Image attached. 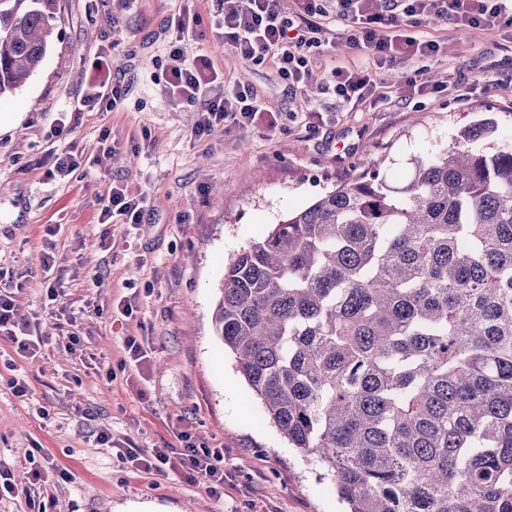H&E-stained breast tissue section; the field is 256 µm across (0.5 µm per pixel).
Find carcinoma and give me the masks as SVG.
<instances>
[{
  "label": "carcinoma",
  "instance_id": "cac0c4a2",
  "mask_svg": "<svg viewBox=\"0 0 512 512\" xmlns=\"http://www.w3.org/2000/svg\"><path fill=\"white\" fill-rule=\"evenodd\" d=\"M58 0H0V98ZM215 336L345 512H512V140L492 121L364 173L231 258Z\"/></svg>",
  "mask_w": 512,
  "mask_h": 512
}]
</instances>
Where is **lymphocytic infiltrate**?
<instances>
[{"mask_svg": "<svg viewBox=\"0 0 512 512\" xmlns=\"http://www.w3.org/2000/svg\"><path fill=\"white\" fill-rule=\"evenodd\" d=\"M386 10H378V0H294L292 11H285L281 0H220L219 14L211 21L225 45L254 63L272 61L279 77L292 87H303L310 74V48L326 43L328 17L334 16L348 24L342 37L349 44L364 47L374 60V67L360 66L350 70L336 68L318 91L356 105L375 99L378 83L374 68H392L411 60L432 59L442 52L440 41L416 34L423 21L438 18L451 21L467 31L499 32L512 40V0H385ZM404 15L407 27L394 29L388 25L393 13ZM202 22L198 13L181 11L173 32L177 40L168 54L167 89L198 112L195 136L210 133L217 125L255 123L257 115L266 112V105L253 87L236 84L226 87L224 74L212 56L200 54L187 58L180 45L185 34L193 32ZM125 96V88L112 78V60L97 56L92 73L81 95L72 104L73 112H90L97 106H117ZM73 124L57 122L51 132L55 140L46 160L54 173L67 175L82 171L86 176L106 172L119 143L110 132H102L101 147L88 159L74 154L68 140ZM149 209V196L132 197L120 187H112L103 197L99 223L142 224ZM0 279L12 281L13 289L0 290V340L8 342L15 353L35 359L45 343L39 322L21 320L16 316L15 293L22 290L11 269L0 266ZM175 448H156L149 453L129 452L130 461L139 462L145 470H168L187 480H202L208 492L217 498L224 495V469L220 462L224 452L219 448L200 447L185 432H177Z\"/></svg>", "mask_w": 512, "mask_h": 512, "instance_id": "1", "label": "lymphocytic infiltrate"}]
</instances>
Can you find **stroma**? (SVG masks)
I'll return each mask as SVG.
<instances>
[{
	"instance_id": "stroma-1",
	"label": "stroma",
	"mask_w": 512,
	"mask_h": 512,
	"mask_svg": "<svg viewBox=\"0 0 512 512\" xmlns=\"http://www.w3.org/2000/svg\"><path fill=\"white\" fill-rule=\"evenodd\" d=\"M186 5L203 23L182 41L185 55L209 52L226 84L251 85L270 108L269 125L227 123L194 137V107L170 96L166 83L169 24ZM217 11V0H135L127 10L117 0H59L42 66L0 100V265L18 273L34 266L45 225H60L51 284L65 304L90 298L99 306L77 328L99 369L68 350L37 276L17 293V314L39 319L49 342L28 361L0 341V465L27 486L33 475L25 457L42 449L70 474L40 487L57 512H110L135 501L172 512H341L320 466L289 448L213 333L224 265L288 213L354 178L367 153L385 157L391 177L472 121L512 127V42L497 33L430 21L418 32L444 43V51L381 72L376 104L353 106L289 89L272 62L237 56L210 28ZM111 15L117 25L108 24ZM101 52L112 56V76L127 95L116 109L81 113L72 137L89 156L107 130L121 150L100 178L47 176L40 164L47 137ZM309 58L318 85L332 67L352 68L366 53L340 43L311 49ZM490 64L500 80L487 86L479 76ZM417 71L437 76L444 91L406 96L401 76ZM457 81L473 93L458 97ZM114 184L132 196L148 194L143 224L99 223L100 198ZM126 298L136 303L133 315L116 317L114 306ZM128 336L148 352L142 366L128 360ZM15 373L30 385L27 401L7 385ZM103 430L112 434L111 447L96 443ZM178 431L223 449V498L202 482L146 473L127 461L129 450L175 445Z\"/></svg>"
}]
</instances>
